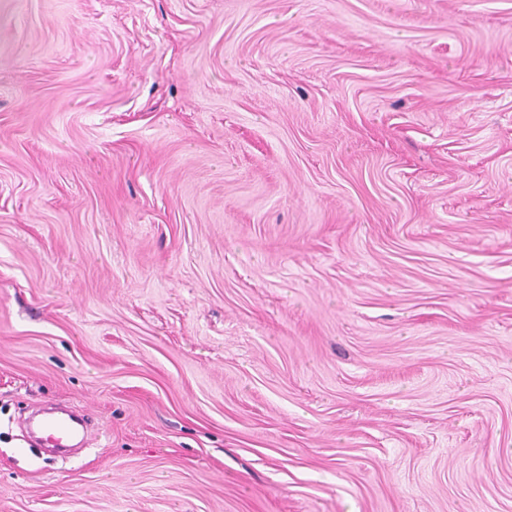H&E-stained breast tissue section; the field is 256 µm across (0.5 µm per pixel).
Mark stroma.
Masks as SVG:
<instances>
[{
	"label": "stroma",
	"instance_id": "35a3bbf8",
	"mask_svg": "<svg viewBox=\"0 0 512 512\" xmlns=\"http://www.w3.org/2000/svg\"><path fill=\"white\" fill-rule=\"evenodd\" d=\"M0 512H512V0H0ZM76 424L70 419L56 417L42 420L38 429L54 437L61 445L67 446L77 432Z\"/></svg>",
	"mask_w": 512,
	"mask_h": 512
}]
</instances>
